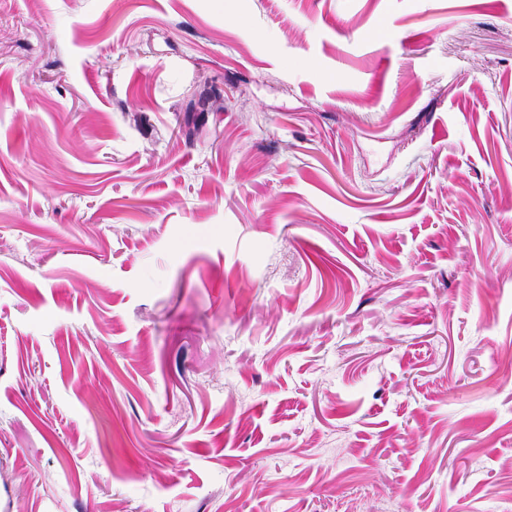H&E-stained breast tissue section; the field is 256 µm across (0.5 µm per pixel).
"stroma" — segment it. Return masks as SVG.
<instances>
[{
    "label": "stroma",
    "instance_id": "obj_1",
    "mask_svg": "<svg viewBox=\"0 0 512 512\" xmlns=\"http://www.w3.org/2000/svg\"><path fill=\"white\" fill-rule=\"evenodd\" d=\"M0 512H512V0H0Z\"/></svg>",
    "mask_w": 512,
    "mask_h": 512
}]
</instances>
